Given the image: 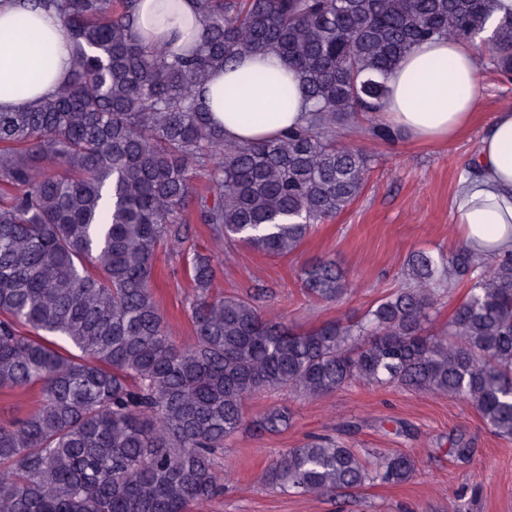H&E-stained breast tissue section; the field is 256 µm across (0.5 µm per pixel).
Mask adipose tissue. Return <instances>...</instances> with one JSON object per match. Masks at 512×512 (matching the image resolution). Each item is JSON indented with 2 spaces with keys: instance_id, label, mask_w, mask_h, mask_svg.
Wrapping results in <instances>:
<instances>
[{
  "instance_id": "1",
  "label": "adipose tissue",
  "mask_w": 512,
  "mask_h": 512,
  "mask_svg": "<svg viewBox=\"0 0 512 512\" xmlns=\"http://www.w3.org/2000/svg\"><path fill=\"white\" fill-rule=\"evenodd\" d=\"M136 30L148 43L191 54L201 39L193 0H139ZM72 73L69 37L54 14L29 0H0V111H24L56 93ZM263 74L254 82L253 74ZM477 46L430 41L405 54L388 76L383 123L421 143L449 144L473 121ZM202 101L225 139L256 143L305 119L300 83L275 55L246 56L210 72ZM452 203L469 248L493 256L512 249V109L497 112Z\"/></svg>"
}]
</instances>
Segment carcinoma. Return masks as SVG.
Returning <instances> with one entry per match:
<instances>
[{
	"mask_svg": "<svg viewBox=\"0 0 512 512\" xmlns=\"http://www.w3.org/2000/svg\"><path fill=\"white\" fill-rule=\"evenodd\" d=\"M70 33L73 70L25 112H0V393L36 391L0 425V512H190L223 489L227 441L288 426L276 405L248 418L260 392L317 398L350 384H398L472 405L512 437V252L419 249L402 286L356 319L296 329L248 296L213 293L214 255L185 256L196 220L216 244L271 256L296 251L315 225L362 192L370 166L339 147L376 120L385 76L427 41L481 38L494 0H196L202 39L189 58L139 41L137 0H31ZM274 52L309 102L304 125L240 144L208 121L209 72ZM493 70L512 79V17L489 37ZM184 257L193 336L172 341L154 288L160 247ZM311 299L347 294L317 259ZM442 288L465 293L426 331ZM404 452L370 453L322 437L269 466L286 494L351 493L404 483Z\"/></svg>",
	"mask_w": 512,
	"mask_h": 512,
	"instance_id": "1",
	"label": "carcinoma"
}]
</instances>
